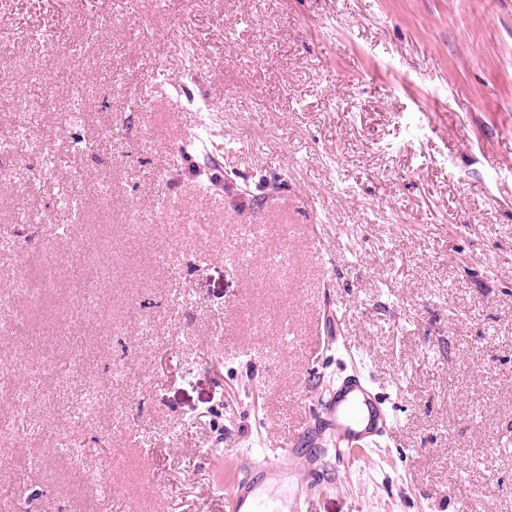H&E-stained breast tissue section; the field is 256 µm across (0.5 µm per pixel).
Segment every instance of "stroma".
Returning a JSON list of instances; mask_svg holds the SVG:
<instances>
[{"label":"stroma","instance_id":"1","mask_svg":"<svg viewBox=\"0 0 512 512\" xmlns=\"http://www.w3.org/2000/svg\"><path fill=\"white\" fill-rule=\"evenodd\" d=\"M1 102L0 512H226L354 372L297 512H512V0H0ZM322 415L336 426L335 452L340 458L358 449L352 448L354 442L394 428L383 402L359 379L348 381L331 398L321 400L316 417Z\"/></svg>","mask_w":512,"mask_h":512}]
</instances>
